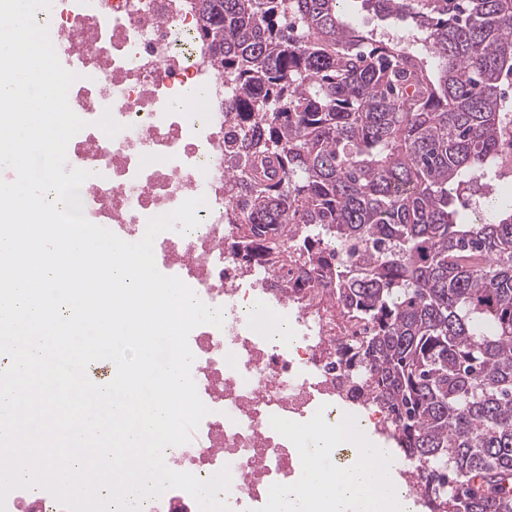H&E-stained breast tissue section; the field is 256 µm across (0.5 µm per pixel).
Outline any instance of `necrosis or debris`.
I'll return each mask as SVG.
<instances>
[{
  "label": "necrosis or debris",
  "mask_w": 512,
  "mask_h": 512,
  "mask_svg": "<svg viewBox=\"0 0 512 512\" xmlns=\"http://www.w3.org/2000/svg\"><path fill=\"white\" fill-rule=\"evenodd\" d=\"M35 20L77 75L68 102L87 126L69 141L67 166L90 173L81 198L95 224L135 243L150 218L205 199L195 228L163 232L153 245L158 270L224 319L188 336L209 413L165 463L202 479L229 468L231 512H266L302 466L283 424L386 425L381 411L340 396L333 343L359 328L329 313L330 297L313 281L281 291L279 271L264 263L240 277L238 231L224 221V78L202 43L183 45L197 33L193 0H51ZM194 88L201 95L184 111L179 100ZM107 109L123 126L112 138L96 125Z\"/></svg>",
  "instance_id": "4bbe7bcc"
}]
</instances>
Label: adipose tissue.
I'll list each match as a JSON object with an SVG mask.
<instances>
[{"mask_svg": "<svg viewBox=\"0 0 512 512\" xmlns=\"http://www.w3.org/2000/svg\"><path fill=\"white\" fill-rule=\"evenodd\" d=\"M304 462L301 477L287 490L275 492L274 512H414L395 480V461L381 455L368 434L321 425L286 426ZM346 448L344 471L326 469L329 451Z\"/></svg>", "mask_w": 512, "mask_h": 512, "instance_id": "1", "label": "adipose tissue"}]
</instances>
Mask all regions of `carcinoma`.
I'll return each mask as SVG.
<instances>
[{
  "label": "carcinoma",
  "instance_id": "cac0c4a2",
  "mask_svg": "<svg viewBox=\"0 0 512 512\" xmlns=\"http://www.w3.org/2000/svg\"><path fill=\"white\" fill-rule=\"evenodd\" d=\"M196 0L224 75V223L240 261L317 278L363 336L340 362L372 381L425 512H512V195L496 176L512 0ZM339 253L351 263L336 265ZM345 12L355 27L365 30L381 28V22L374 10L362 0H347L344 2Z\"/></svg>",
  "mask_w": 512,
  "mask_h": 512
}]
</instances>
